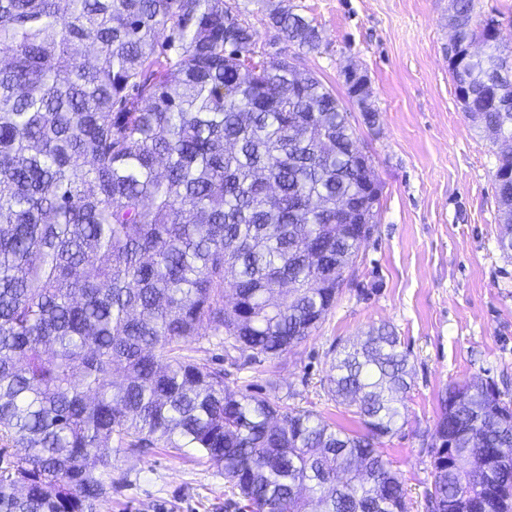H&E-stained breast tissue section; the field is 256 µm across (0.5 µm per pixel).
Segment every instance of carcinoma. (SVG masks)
I'll use <instances>...</instances> for the list:
<instances>
[{"label": "carcinoma", "instance_id": "cac0c4a2", "mask_svg": "<svg viewBox=\"0 0 512 512\" xmlns=\"http://www.w3.org/2000/svg\"><path fill=\"white\" fill-rule=\"evenodd\" d=\"M288 45L313 21L264 4ZM452 0L449 68L471 125L512 141V51ZM227 0H0V512H97L112 454L189 451L251 512H409L379 452L410 388L386 326L335 350L327 392L357 428L230 387L186 354L209 329L247 359L305 341L376 219L351 113L311 73L255 51ZM370 125L367 76L347 86ZM494 189L512 251V151ZM448 387L427 512H512V405Z\"/></svg>", "mask_w": 512, "mask_h": 512}]
</instances>
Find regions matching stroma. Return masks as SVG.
<instances>
[{
    "mask_svg": "<svg viewBox=\"0 0 512 512\" xmlns=\"http://www.w3.org/2000/svg\"><path fill=\"white\" fill-rule=\"evenodd\" d=\"M258 32V48L288 51L261 0H232ZM322 32L299 69L347 100L345 68L367 73L375 126L354 112L359 144L384 185L377 222L335 305L292 352L240 364L212 337L190 349L230 370L231 387L351 425L328 395L334 344L372 326L396 330L412 365L411 389L381 451L405 483L410 512H426L432 459L422 437L440 418L449 385L494 380L512 400V258L498 247L501 214L493 176L500 148L465 118L448 73L449 0H283ZM101 512H250L224 471L162 448L112 459Z\"/></svg>",
    "mask_w": 512,
    "mask_h": 512,
    "instance_id": "stroma-1",
    "label": "stroma"
}]
</instances>
